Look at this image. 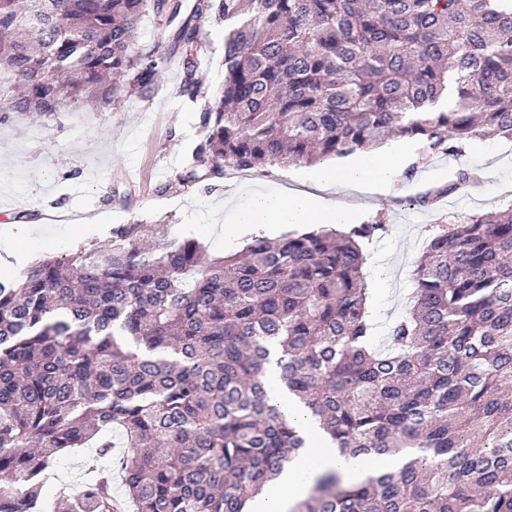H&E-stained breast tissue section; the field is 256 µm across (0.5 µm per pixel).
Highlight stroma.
<instances>
[{
    "instance_id": "obj_1",
    "label": "stroma",
    "mask_w": 512,
    "mask_h": 512,
    "mask_svg": "<svg viewBox=\"0 0 512 512\" xmlns=\"http://www.w3.org/2000/svg\"><path fill=\"white\" fill-rule=\"evenodd\" d=\"M196 26L198 39L188 52L173 47L165 15L142 16L136 45L161 61L149 93L122 96L107 108L69 107L39 124L15 113L0 121V235L13 224L46 231L32 238L29 255L12 256V263L62 258L104 240L114 226L136 222L167 224L176 235L204 242L211 254H233L247 242L225 238L218 206L234 198L237 186L256 182L271 193L309 190L303 166L293 163L262 171L227 167L222 177L183 183L186 156L205 135L203 102H189L180 92L185 60H192L208 96L224 84L226 27L212 17ZM487 146L483 153L419 155L411 178L356 205V223L379 216L387 225L365 246L378 336L407 312L422 244L437 227L512 200V140L492 138ZM470 170L487 173L481 193L450 194L432 208L419 204L421 194ZM82 458L72 451L57 461L45 488L48 500L82 491Z\"/></svg>"
}]
</instances>
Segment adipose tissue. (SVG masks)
<instances>
[{
	"mask_svg": "<svg viewBox=\"0 0 512 512\" xmlns=\"http://www.w3.org/2000/svg\"><path fill=\"white\" fill-rule=\"evenodd\" d=\"M411 149L399 140L387 141L376 153L355 152L342 162L326 161L305 176L312 188L308 191L267 194L254 184L246 183L239 191L248 199L233 221L224 225L227 235L244 238L288 229L296 224H348L354 219L352 209L338 206L326 198V191L357 190L368 192L401 181L411 160ZM266 380L271 397L284 416L306 440V446L277 481L275 491L258 497L252 512H288L290 506L307 497L317 476L338 474L343 481L359 482L380 469H395L399 459L342 454L319 428L315 418L299 402L290 399L279 380L276 364H269Z\"/></svg>",
	"mask_w": 512,
	"mask_h": 512,
	"instance_id": "obj_1",
	"label": "adipose tissue"
}]
</instances>
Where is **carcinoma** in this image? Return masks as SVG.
I'll list each match as a JSON object with an SVG mask.
<instances>
[{
    "label": "carcinoma",
    "mask_w": 512,
    "mask_h": 512,
    "mask_svg": "<svg viewBox=\"0 0 512 512\" xmlns=\"http://www.w3.org/2000/svg\"><path fill=\"white\" fill-rule=\"evenodd\" d=\"M181 0H0V113L44 120L156 81L136 48ZM228 22L224 87L183 182L375 149L458 153L512 138V0H194ZM186 17L172 43L188 48ZM454 87L446 112H431ZM182 93L201 95L186 62ZM383 224L285 233L215 256L168 225L122 224L65 259L0 276V512H45L55 460L92 448L81 495L50 512H247L306 440L280 379L344 454L403 457L359 483L315 480L290 512H512V201L429 236L409 311L382 345L366 240Z\"/></svg>",
    "instance_id": "cac0c4a2"
}]
</instances>
